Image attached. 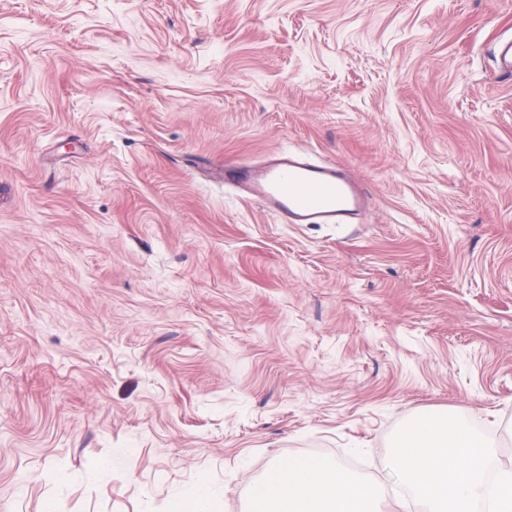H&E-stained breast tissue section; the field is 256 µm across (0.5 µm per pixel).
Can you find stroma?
Segmentation results:
<instances>
[{"label":"stroma","instance_id":"obj_1","mask_svg":"<svg viewBox=\"0 0 512 512\" xmlns=\"http://www.w3.org/2000/svg\"><path fill=\"white\" fill-rule=\"evenodd\" d=\"M512 0H0V512H251L318 456L405 512L421 415L512 463ZM312 150L361 223L214 170Z\"/></svg>","mask_w":512,"mask_h":512}]
</instances>
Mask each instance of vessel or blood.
<instances>
[{
  "label": "vessel or blood",
  "mask_w": 512,
  "mask_h": 512,
  "mask_svg": "<svg viewBox=\"0 0 512 512\" xmlns=\"http://www.w3.org/2000/svg\"><path fill=\"white\" fill-rule=\"evenodd\" d=\"M224 181L280 224H354L370 201L367 188L342 166L290 150L225 169Z\"/></svg>",
  "instance_id": "obj_1"
}]
</instances>
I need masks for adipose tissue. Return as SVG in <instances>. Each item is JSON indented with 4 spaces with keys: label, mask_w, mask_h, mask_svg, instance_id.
<instances>
[{
    "label": "adipose tissue",
    "mask_w": 512,
    "mask_h": 512,
    "mask_svg": "<svg viewBox=\"0 0 512 512\" xmlns=\"http://www.w3.org/2000/svg\"><path fill=\"white\" fill-rule=\"evenodd\" d=\"M495 440L450 414L419 417L401 436L393 457L405 485L426 512H473L486 499L490 512H512V467L499 470L494 495L485 473L498 458ZM271 512H373L370 487L338 464L312 460L278 463L251 487Z\"/></svg>",
    "instance_id": "adipose-tissue-1"
}]
</instances>
